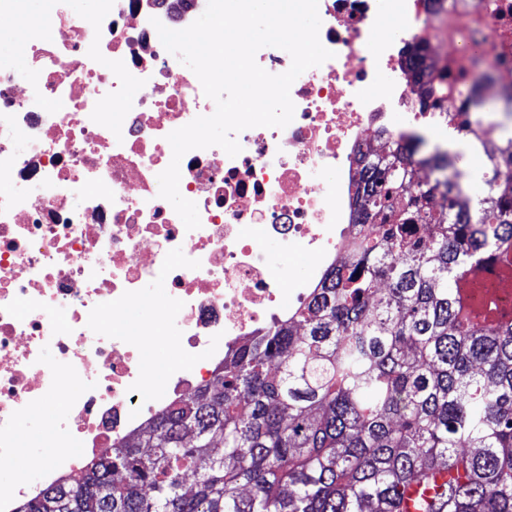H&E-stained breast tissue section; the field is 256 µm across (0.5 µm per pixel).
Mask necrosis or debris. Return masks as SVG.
<instances>
[{"mask_svg": "<svg viewBox=\"0 0 512 512\" xmlns=\"http://www.w3.org/2000/svg\"><path fill=\"white\" fill-rule=\"evenodd\" d=\"M318 0L319 38L333 57L292 84V122L238 134L241 151L212 146L181 159L189 230L159 195L168 134L214 113L192 70L155 29L191 25L207 0H95L72 16L49 0H0V25L23 27L25 71L0 56V512L65 481L212 381L225 353L308 301L350 254L365 165L394 134L460 133L456 112H422L406 71L418 42L440 65L471 64L478 30L487 60L512 79V0ZM305 250L291 278L267 254ZM162 303L161 322L129 324V307ZM175 342L177 362L156 348ZM59 414L42 417L46 402Z\"/></svg>", "mask_w": 512, "mask_h": 512, "instance_id": "necrosis-or-debris-1", "label": "necrosis or debris"}]
</instances>
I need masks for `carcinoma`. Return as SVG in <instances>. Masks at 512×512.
Listing matches in <instances>:
<instances>
[{
  "label": "carcinoma",
  "instance_id": "1",
  "mask_svg": "<svg viewBox=\"0 0 512 512\" xmlns=\"http://www.w3.org/2000/svg\"><path fill=\"white\" fill-rule=\"evenodd\" d=\"M408 57L419 107L470 114L495 79ZM449 151L396 141L360 199L371 231L290 317L244 338L198 394L17 512H399L398 490L456 471L427 512H512V321H463L461 274L512 244V184L473 202ZM191 473L193 485L182 477Z\"/></svg>",
  "mask_w": 512,
  "mask_h": 512
}]
</instances>
